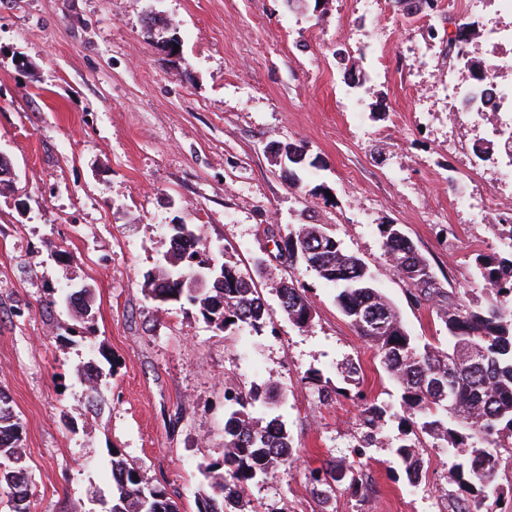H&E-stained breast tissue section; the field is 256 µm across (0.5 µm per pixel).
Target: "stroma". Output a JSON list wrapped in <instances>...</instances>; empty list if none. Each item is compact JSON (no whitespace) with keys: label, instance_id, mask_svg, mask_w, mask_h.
I'll return each instance as SVG.
<instances>
[{"label":"stroma","instance_id":"35a3bbf8","mask_svg":"<svg viewBox=\"0 0 512 512\" xmlns=\"http://www.w3.org/2000/svg\"><path fill=\"white\" fill-rule=\"evenodd\" d=\"M490 21L512 28L494 0H439L415 15L398 0H0V153L14 170L0 184V391L23 427L32 512H102L116 448L194 512L198 463L223 456L225 389L269 381L297 458L251 486L265 512H459L454 451L420 449L422 480L408 482L388 445L401 432L396 381L336 289L288 266L274 240L328 225L409 334L447 346L378 227L401 225L443 287L480 297L476 256L501 251L493 225L512 214L507 157L449 111V84L471 77L428 30L467 24L485 64ZM162 33L176 54L158 46ZM291 143L305 148L300 165ZM469 196L497 204L481 217ZM172 221L254 279L272 315L261 333L221 332L146 299ZM286 278L307 289L308 329L279 312ZM86 286L87 333L60 301ZM90 364L93 395L80 381ZM309 369L339 395L320 402L301 379ZM359 391L383 408L387 437L361 450ZM332 457L368 478L367 499L344 484L313 493L311 471Z\"/></svg>","mask_w":512,"mask_h":512}]
</instances>
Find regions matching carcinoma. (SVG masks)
Segmentation results:
<instances>
[{
  "instance_id": "cac0c4a2",
  "label": "carcinoma",
  "mask_w": 512,
  "mask_h": 512,
  "mask_svg": "<svg viewBox=\"0 0 512 512\" xmlns=\"http://www.w3.org/2000/svg\"><path fill=\"white\" fill-rule=\"evenodd\" d=\"M466 42L461 33L448 40V64L452 67L463 58L477 82L484 78L485 69L472 62ZM378 229L387 256L413 288L415 301L436 309L448 348L421 344L406 332L397 309L375 287L366 263L345 252L326 225L302 224L278 248L288 265H303L338 290L339 308L398 383L403 422L413 438L399 441L394 453L408 479H419L422 471L416 449L469 448V456L452 466V477L473 497V508L467 512H480L484 498L498 486L496 480L486 482L484 472L501 470L499 448L504 439L512 438V309L501 303V297H512V252L478 255L476 282L487 300L466 305L445 291L428 260L399 225L380 224ZM200 240L187 224L169 228L167 266L147 275L145 297H165L190 306L221 331L232 327L261 331L271 315L254 280L227 259L216 264L214 271L206 269L213 257L200 247ZM306 292L291 280L276 288L281 314L299 329L310 327L314 320ZM89 300L88 289L66 297L91 321ZM278 396L274 383L224 391L223 459L199 463L205 481L194 495L196 512H226L224 505L229 503L238 506L236 512H260L250 506L251 484L295 459L288 430L278 418L264 417ZM355 399L361 405L363 448L381 439L383 411L361 391ZM219 467L224 471L217 472ZM111 468L109 512H181L166 486L146 481L140 468L116 448ZM310 481L313 490L325 497L343 481L355 493H364L353 468L334 459L311 472ZM0 491L7 494L9 512H31L32 479L24 465L22 427L1 393Z\"/></svg>"
}]
</instances>
